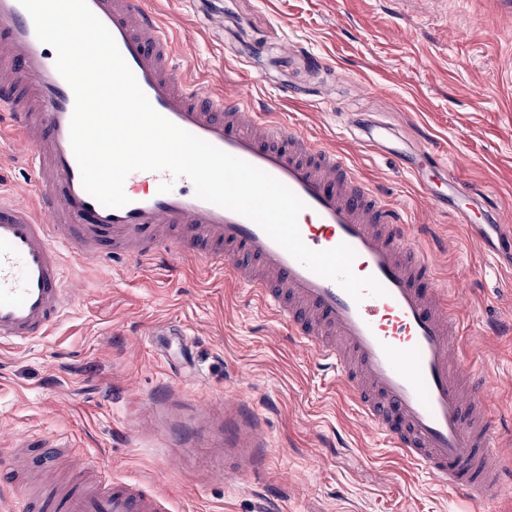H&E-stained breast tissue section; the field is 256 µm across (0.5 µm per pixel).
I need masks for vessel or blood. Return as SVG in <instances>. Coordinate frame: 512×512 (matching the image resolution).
<instances>
[{"mask_svg": "<svg viewBox=\"0 0 512 512\" xmlns=\"http://www.w3.org/2000/svg\"><path fill=\"white\" fill-rule=\"evenodd\" d=\"M107 27L152 106L165 118L279 179L304 202L305 244L347 243L353 269L374 276L383 297L354 300L273 242L249 219L196 197L191 182L159 193L168 173L136 171L124 185L127 205L108 208L83 187L70 143L74 94L55 68L19 0H0V115L24 132L38 178L36 202L0 192V344L47 335L67 312L62 255L75 251L100 268L119 261L189 259L225 274L282 324L290 340L336 374L357 417L433 485L467 498L496 500L503 463L494 448L501 422L459 354L461 318L454 291L441 288L434 260L412 243V219L361 179L345 154L311 139L270 110L254 109L250 88L212 93L180 66L167 26L146 0H88ZM362 149L389 153L411 172L435 164L433 149L407 144L385 124L368 122ZM428 200L461 217L484 257L491 236L512 233V212L481 189L458 207L457 187ZM180 226L169 238L168 225ZM86 476L62 492L25 495L17 512H169L135 480L114 479L86 457Z\"/></svg>", "mask_w": 512, "mask_h": 512, "instance_id": "1", "label": "vessel or blood"}]
</instances>
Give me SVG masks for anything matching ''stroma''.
I'll list each match as a JSON object with an SVG mask.
<instances>
[{
	"mask_svg": "<svg viewBox=\"0 0 512 512\" xmlns=\"http://www.w3.org/2000/svg\"><path fill=\"white\" fill-rule=\"evenodd\" d=\"M172 23L177 58L220 95L250 87L313 139L348 149L355 121L394 125L446 153L449 176L512 207V22L495 0H147ZM328 59L314 73L305 58ZM0 130V185L34 200L36 177ZM351 165L407 209L413 241L441 282L462 280V352L512 419V270L486 264L462 221L433 209L396 159ZM66 315L47 336L0 349V512L21 482L15 461L63 449L140 481L171 512H473L361 424L339 382L246 303L232 280L183 261L104 271L64 254ZM171 324L198 340L160 359L146 333Z\"/></svg>",
	"mask_w": 512,
	"mask_h": 512,
	"instance_id": "stroma-1",
	"label": "stroma"
}]
</instances>
